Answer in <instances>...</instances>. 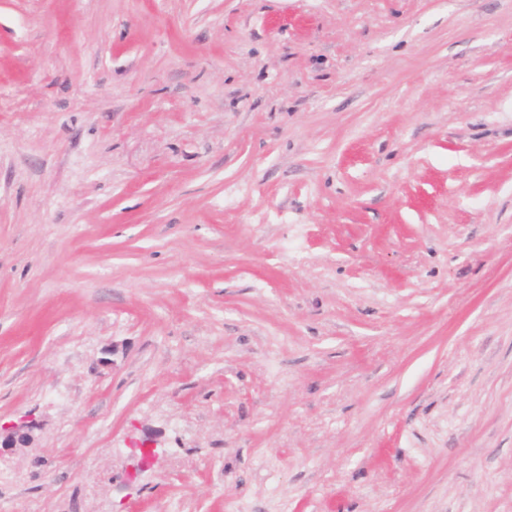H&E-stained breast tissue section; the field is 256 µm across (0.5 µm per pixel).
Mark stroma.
I'll return each mask as SVG.
<instances>
[{
    "label": "stroma",
    "mask_w": 512,
    "mask_h": 512,
    "mask_svg": "<svg viewBox=\"0 0 512 512\" xmlns=\"http://www.w3.org/2000/svg\"><path fill=\"white\" fill-rule=\"evenodd\" d=\"M27 417L0 512H512V0H0Z\"/></svg>",
    "instance_id": "35a3bbf8"
}]
</instances>
